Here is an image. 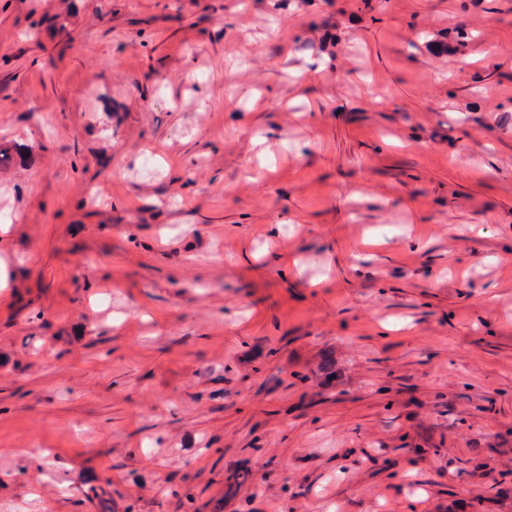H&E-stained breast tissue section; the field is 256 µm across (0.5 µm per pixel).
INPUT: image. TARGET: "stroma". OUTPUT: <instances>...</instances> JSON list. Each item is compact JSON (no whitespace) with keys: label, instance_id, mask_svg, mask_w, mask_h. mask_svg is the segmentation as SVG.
I'll use <instances>...</instances> for the list:
<instances>
[{"label":"stroma","instance_id":"obj_1","mask_svg":"<svg viewBox=\"0 0 512 512\" xmlns=\"http://www.w3.org/2000/svg\"><path fill=\"white\" fill-rule=\"evenodd\" d=\"M0 149V512H512V0H0Z\"/></svg>","mask_w":512,"mask_h":512}]
</instances>
